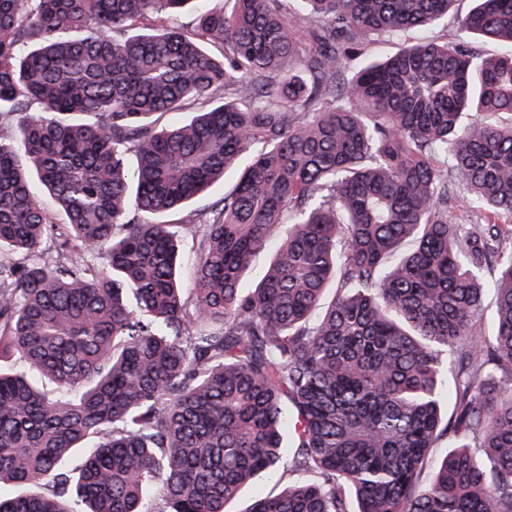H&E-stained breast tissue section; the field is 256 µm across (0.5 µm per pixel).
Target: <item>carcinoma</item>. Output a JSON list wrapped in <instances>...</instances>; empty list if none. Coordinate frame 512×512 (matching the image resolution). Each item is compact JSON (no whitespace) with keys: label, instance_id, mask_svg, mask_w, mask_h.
I'll return each instance as SVG.
<instances>
[{"label":"carcinoma","instance_id":"carcinoma-1","mask_svg":"<svg viewBox=\"0 0 512 512\" xmlns=\"http://www.w3.org/2000/svg\"><path fill=\"white\" fill-rule=\"evenodd\" d=\"M300 2L0 0V512H512V0ZM473 4L470 0H457L453 6V11L450 15H448V19L441 20L437 25L432 27L426 33L420 31H411L407 34L405 41L402 40L400 42L391 43V42H383L376 43L370 47V54L373 57L379 58L386 55H389L395 52L401 45L406 44L408 42L416 41L423 36H428L430 38L444 40L447 34H450L452 31L453 20L451 19L452 14H464L472 8ZM173 231L177 235L184 257V281L187 288H190L189 267L196 256V243L191 234L181 227H174ZM282 469L275 477L268 475L258 476L249 486H247L241 493L240 497L229 504L227 509L229 512H244V510L251 504V502L260 496L274 491L284 483L301 481L306 478L305 474L300 472H285L281 480Z\"/></svg>","mask_w":512,"mask_h":512}]
</instances>
